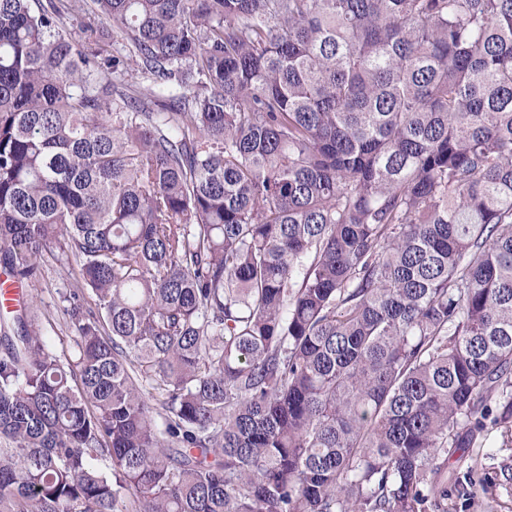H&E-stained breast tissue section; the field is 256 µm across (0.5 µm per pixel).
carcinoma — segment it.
<instances>
[{
    "label": "carcinoma",
    "instance_id": "cac0c4a2",
    "mask_svg": "<svg viewBox=\"0 0 512 512\" xmlns=\"http://www.w3.org/2000/svg\"><path fill=\"white\" fill-rule=\"evenodd\" d=\"M46 252L78 353L3 320L0 512L475 498L512 428V0H0V266Z\"/></svg>",
    "mask_w": 512,
    "mask_h": 512
}]
</instances>
